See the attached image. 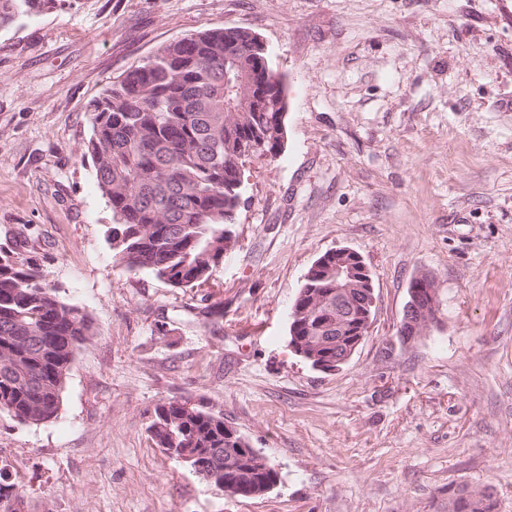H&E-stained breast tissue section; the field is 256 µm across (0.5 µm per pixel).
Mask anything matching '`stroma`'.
<instances>
[{
	"label": "stroma",
	"mask_w": 512,
	"mask_h": 512,
	"mask_svg": "<svg viewBox=\"0 0 512 512\" xmlns=\"http://www.w3.org/2000/svg\"><path fill=\"white\" fill-rule=\"evenodd\" d=\"M244 27L288 95L287 143L246 168L198 290L129 271L85 147L90 103L170 41ZM91 318L55 419L0 413L23 512H512V0H71L0 29V247ZM358 252L369 332L333 372L289 345L311 264ZM436 324L400 326L413 277ZM223 413L276 468L227 495L158 448L156 405ZM454 496L453 510L448 508V512H492L495 506L492 493L488 490L476 492L463 486ZM448 503L453 505L450 501Z\"/></svg>",
	"instance_id": "1"
}]
</instances>
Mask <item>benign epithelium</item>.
I'll use <instances>...</instances> for the list:
<instances>
[{
    "label": "benign epithelium",
    "instance_id": "obj_1",
    "mask_svg": "<svg viewBox=\"0 0 512 512\" xmlns=\"http://www.w3.org/2000/svg\"><path fill=\"white\" fill-rule=\"evenodd\" d=\"M336 337L321 335L322 329L311 331V335L302 336L291 344V348L299 355H304L306 349L315 351L311 359L316 361L315 368L324 372L337 370L342 364L351 359L371 322V308L374 305L372 278L362 256L349 248L336 249ZM428 295L424 301L411 299L405 310L404 323L408 326L405 338L415 336L423 331L437 316L438 289L432 278L426 279ZM366 286L368 296L365 300L349 307L343 303L351 301L350 289ZM331 302V296L316 293L312 286L308 292L299 296L296 311L298 317L312 319L317 309ZM241 456L229 458L224 467V473L233 476V479L220 484L221 488L235 487L234 495L255 497L262 495L274 487V482L263 479L262 490L256 485L248 484L250 472L243 467V455L249 454V449H240Z\"/></svg>",
    "mask_w": 512,
    "mask_h": 512
}]
</instances>
